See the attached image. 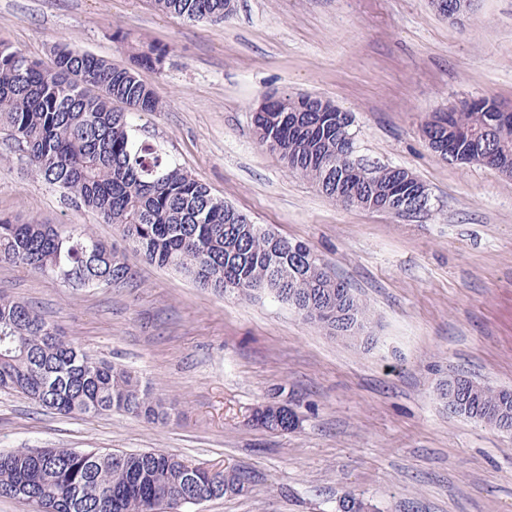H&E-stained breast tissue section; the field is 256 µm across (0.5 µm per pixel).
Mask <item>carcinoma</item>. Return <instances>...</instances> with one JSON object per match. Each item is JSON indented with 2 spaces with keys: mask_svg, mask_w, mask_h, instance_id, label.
Here are the masks:
<instances>
[{
  "mask_svg": "<svg viewBox=\"0 0 512 512\" xmlns=\"http://www.w3.org/2000/svg\"><path fill=\"white\" fill-rule=\"evenodd\" d=\"M154 8L192 22H222L231 0H150ZM117 40L133 66H121L61 41L46 68L0 42V134L27 154L34 176L77 207L100 214L151 264L169 267L216 293L250 298L268 291L307 322L344 337L363 336L369 309L324 267L305 243L271 235L181 168L158 145L139 139L135 112L163 103L136 68L159 70L166 50ZM480 98L437 112L433 135L470 164L512 173V127L488 126ZM322 100L284 95L253 113L259 146L315 183L334 201L369 208L373 197L405 185L395 166L351 174L353 157L337 146L344 112H324ZM0 263L26 266L66 288L121 284L132 278L112 246L75 225L63 228L0 217ZM461 376L439 384L455 413L497 428L512 425V391L475 383L454 391ZM0 389H10L61 415L120 411L165 422L172 406L132 371L74 345L27 302L0 295ZM255 410L252 425L287 432L292 409ZM249 492L234 469L192 464L163 451H76L17 448L0 454V497L25 500L37 512H181L189 498Z\"/></svg>",
  "mask_w": 512,
  "mask_h": 512,
  "instance_id": "obj_1",
  "label": "carcinoma"
}]
</instances>
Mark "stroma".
<instances>
[{
    "instance_id": "obj_1",
    "label": "stroma",
    "mask_w": 512,
    "mask_h": 512,
    "mask_svg": "<svg viewBox=\"0 0 512 512\" xmlns=\"http://www.w3.org/2000/svg\"><path fill=\"white\" fill-rule=\"evenodd\" d=\"M166 48L140 69L163 101L131 122L252 223L310 246L370 310L374 345L330 334L269 293L218 294L147 263L92 210L66 205L0 139V214L79 224L123 253L133 279L75 291L0 264V294L28 301L75 345L136 372L175 407L167 422L60 415L0 390V453L161 450L233 467L243 496L183 512H512V433L450 412L441 380L512 389V178L436 157L432 113L492 97L512 107V0L450 19L431 0H234L194 23L149 0H0V41L50 66L65 39L129 64L117 34ZM311 94L352 113L354 157L398 166L430 194L410 219L345 207L260 147L269 93ZM292 408L287 433L253 409Z\"/></svg>"
}]
</instances>
